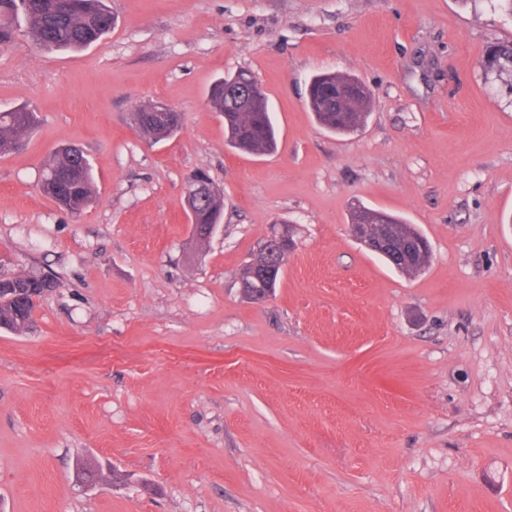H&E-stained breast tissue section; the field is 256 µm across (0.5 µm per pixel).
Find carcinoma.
<instances>
[{
	"instance_id": "cac0c4a2",
	"label": "carcinoma",
	"mask_w": 512,
	"mask_h": 512,
	"mask_svg": "<svg viewBox=\"0 0 512 512\" xmlns=\"http://www.w3.org/2000/svg\"><path fill=\"white\" fill-rule=\"evenodd\" d=\"M115 17L108 0H0V49L8 47L16 37H27L37 49L78 50L86 48L112 31ZM482 68L487 73L512 76V45L499 44L486 50ZM231 77L217 81L209 94L212 111L224 118L225 142L228 146L251 154L272 153L277 148L268 99L256 87L247 93L227 89ZM358 79L339 73L314 76L308 87V107L327 130L339 135L351 134L365 122L371 94L363 89L349 92ZM36 122V114L27 108L0 110V154L5 155L25 142ZM42 190L70 214L79 216L95 195L93 168L84 151L78 147L63 148L45 164ZM221 198L197 202L191 223L218 224L223 213ZM380 223L386 233L397 239L412 225L400 218L381 213ZM430 252L420 253L405 265H397L400 273L413 275L428 264ZM3 288H34L42 294L55 286L46 278L18 276L0 282ZM35 303L25 295L19 299L0 298V327L16 333L28 329Z\"/></svg>"
}]
</instances>
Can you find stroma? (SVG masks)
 Masks as SVG:
<instances>
[{
  "instance_id": "obj_1",
  "label": "stroma",
  "mask_w": 512,
  "mask_h": 512,
  "mask_svg": "<svg viewBox=\"0 0 512 512\" xmlns=\"http://www.w3.org/2000/svg\"><path fill=\"white\" fill-rule=\"evenodd\" d=\"M81 52L0 49V108L39 124L0 155V278L47 277L27 332L0 328V512H512V41L492 0H112ZM244 69L274 154L231 149L207 104ZM319 72L372 93L357 133L306 105ZM181 115L147 146L142 105ZM83 148L92 205L40 188ZM222 193L196 240L185 181ZM366 205L431 247L414 277L349 233ZM293 231L275 293L241 273ZM103 479L87 489L76 463ZM481 66L487 73L509 74L512 77V45L491 46L486 50Z\"/></svg>"
}]
</instances>
